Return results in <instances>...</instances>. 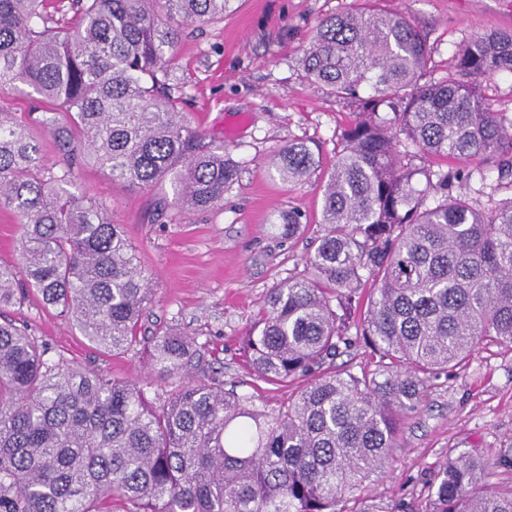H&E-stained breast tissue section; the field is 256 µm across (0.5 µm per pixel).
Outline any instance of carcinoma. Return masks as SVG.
Here are the masks:
<instances>
[{
	"mask_svg": "<svg viewBox=\"0 0 512 512\" xmlns=\"http://www.w3.org/2000/svg\"><path fill=\"white\" fill-rule=\"evenodd\" d=\"M231 2L0 0V92L41 103L25 121L0 109V208L15 213L21 243V263H0V308L31 288L93 345L141 346L151 372L174 383L152 401L143 384L53 359L0 322V512H112L116 501L129 512H344L388 463L432 376L485 340L512 348V200L481 211L453 191L460 175L413 164L495 157L512 173V120L477 91L512 73V30L470 38L448 77L425 81L426 34L374 7L319 20L303 49V78L357 103L359 120L342 133L304 269L268 290L244 339L262 380L311 382L262 410L195 378L208 368L195 338H139L151 275L106 204L71 191L78 151L114 182H170L173 221L222 202L241 163L205 145L170 76L185 29L224 20ZM28 121L53 137L59 166L45 163ZM275 167L301 182L319 153L294 140ZM302 219L281 213L279 234L300 236ZM360 341L381 370L317 374ZM490 467L448 458L429 512H512Z\"/></svg>",
	"mask_w": 512,
	"mask_h": 512,
	"instance_id": "obj_1",
	"label": "carcinoma"
}]
</instances>
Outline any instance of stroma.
Segmentation results:
<instances>
[{"label": "stroma", "instance_id": "35a3bbf8", "mask_svg": "<svg viewBox=\"0 0 512 512\" xmlns=\"http://www.w3.org/2000/svg\"><path fill=\"white\" fill-rule=\"evenodd\" d=\"M366 0H235L223 21L189 28L173 70L183 109L206 135L241 162L238 181L221 205L185 214L180 223L160 211L171 187L139 190L112 182L84 161L74 189L103 200L123 224L155 296L142 319V335L170 326L204 346L225 389L252 397L268 410L288 403L304 386L267 383L241 354L242 340L269 288L302 264L320 235L324 180L336 162L340 135L358 117L350 102L336 100L307 82L299 59L318 20L365 7ZM378 8L404 13L427 36L428 79L447 75L457 47L470 37L512 30V0H378ZM320 147V166L305 182L280 180L273 160L288 142ZM459 183L477 208L491 211L512 201V178H499L495 163ZM300 209L304 235L282 239L275 220ZM43 340L50 357H63L111 378L149 379L140 349L112 352L92 346L71 319L46 308L37 293L4 311ZM381 364L364 344L340 348L324 372L370 374ZM473 453L493 461L492 479L512 488V349L486 342L461 366L431 378L418 409L405 418L383 472L351 495L349 512H429L441 463ZM507 464H500V457Z\"/></svg>", "mask_w": 512, "mask_h": 512}]
</instances>
